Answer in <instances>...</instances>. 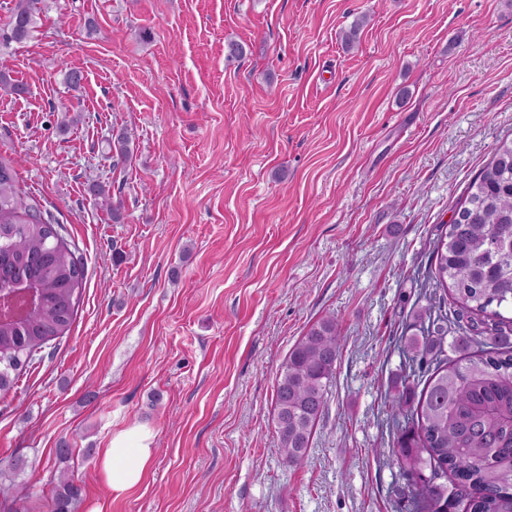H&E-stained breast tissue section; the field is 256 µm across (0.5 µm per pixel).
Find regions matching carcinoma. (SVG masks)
<instances>
[{
	"instance_id": "carcinoma-1",
	"label": "carcinoma",
	"mask_w": 512,
	"mask_h": 512,
	"mask_svg": "<svg viewBox=\"0 0 512 512\" xmlns=\"http://www.w3.org/2000/svg\"><path fill=\"white\" fill-rule=\"evenodd\" d=\"M39 0H16L0 26V49L28 39L40 20ZM129 136L113 138L112 167L130 163ZM454 213L462 223L433 243L421 337L407 343L410 375L391 401L396 441L390 463L405 480L412 512H512V138L469 183ZM19 184L11 162L0 159V296L20 286L39 289V302L17 321L0 322V396L11 391L46 350L69 334L86 263ZM450 296L437 295V291ZM456 307L448 316V305ZM457 327L448 340V325ZM461 353L448 358V348ZM340 351L336 317L312 324L288 352L276 379L278 449L291 465L308 454L324 417ZM17 459L0 472V512H20L32 495L17 481ZM50 512H74L83 487L69 469L52 478Z\"/></svg>"
}]
</instances>
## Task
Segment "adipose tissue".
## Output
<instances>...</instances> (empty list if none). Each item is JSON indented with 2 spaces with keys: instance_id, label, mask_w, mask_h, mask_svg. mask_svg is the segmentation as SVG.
I'll return each mask as SVG.
<instances>
[{
  "instance_id": "obj_1",
  "label": "adipose tissue",
  "mask_w": 512,
  "mask_h": 512,
  "mask_svg": "<svg viewBox=\"0 0 512 512\" xmlns=\"http://www.w3.org/2000/svg\"><path fill=\"white\" fill-rule=\"evenodd\" d=\"M151 428L134 424L113 432L108 448L100 453V477L111 494L119 496L138 486L155 456Z\"/></svg>"
}]
</instances>
